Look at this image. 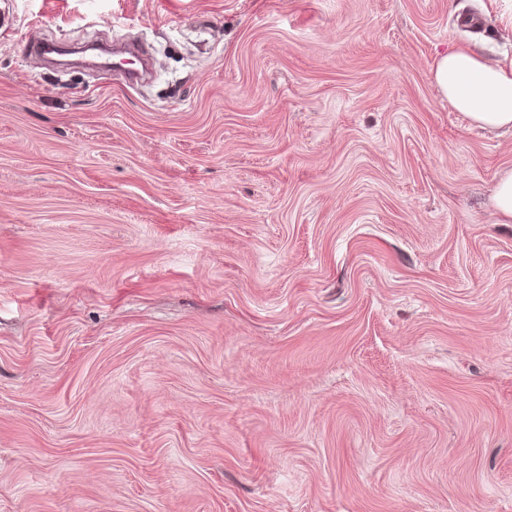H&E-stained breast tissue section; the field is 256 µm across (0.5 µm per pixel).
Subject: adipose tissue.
Returning a JSON list of instances; mask_svg holds the SVG:
<instances>
[{"label": "adipose tissue", "instance_id": "obj_1", "mask_svg": "<svg viewBox=\"0 0 512 512\" xmlns=\"http://www.w3.org/2000/svg\"><path fill=\"white\" fill-rule=\"evenodd\" d=\"M432 79L449 105L473 125L512 128V65L491 66L458 47L437 60Z\"/></svg>", "mask_w": 512, "mask_h": 512}]
</instances>
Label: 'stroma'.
<instances>
[{"instance_id": "obj_1", "label": "stroma", "mask_w": 512, "mask_h": 512, "mask_svg": "<svg viewBox=\"0 0 512 512\" xmlns=\"http://www.w3.org/2000/svg\"><path fill=\"white\" fill-rule=\"evenodd\" d=\"M0 16V512H512V131L432 80L512 0ZM493 202L496 214L507 221H512V171L505 173L497 182Z\"/></svg>"}]
</instances>
